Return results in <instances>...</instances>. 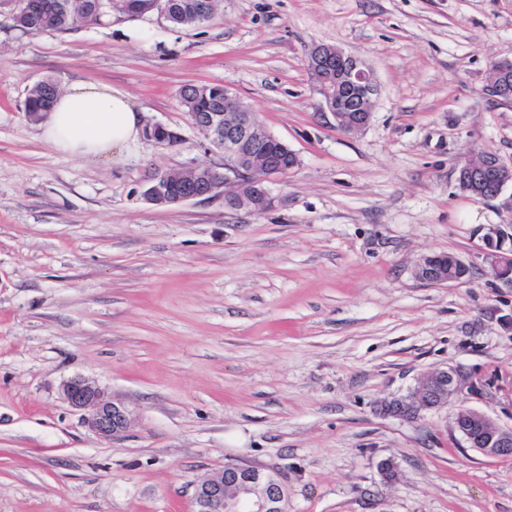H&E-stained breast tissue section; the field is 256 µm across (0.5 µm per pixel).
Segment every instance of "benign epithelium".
Wrapping results in <instances>:
<instances>
[{"instance_id": "obj_1", "label": "benign epithelium", "mask_w": 512, "mask_h": 512, "mask_svg": "<svg viewBox=\"0 0 512 512\" xmlns=\"http://www.w3.org/2000/svg\"><path fill=\"white\" fill-rule=\"evenodd\" d=\"M330 55L344 62L343 71L336 81L329 80L318 87V95L334 118L336 129L344 133L364 129L372 117V105L377 98L379 84L373 70L361 59L342 49L318 43L308 55V67L316 72L322 60ZM356 90L359 94V118L353 119L335 108L334 102ZM237 95L224 92V111L215 113L202 126L210 144L222 151L224 164L208 166L205 172L196 168L191 181L204 180L205 188L199 192L184 193L173 198L172 204L194 200L224 199V208L235 210L248 206L254 212L274 208L281 198L273 195L270 184L298 166L296 153L288 145L267 132L255 113L237 107ZM290 153L295 163L287 164L279 157ZM493 168L498 173L496 188L488 196L494 200L512 187V163L499 156H482L481 160L463 169L461 180L468 183L476 174ZM168 176H157L143 198L151 203L167 199ZM506 228L489 224L483 237L485 274L493 278L500 288L512 290V248L505 244ZM416 277L420 280L448 285L456 282L448 268L438 266L428 256L419 263ZM62 394L68 405L84 412V423L91 432L103 439L123 435L131 426L132 414L128 407L109 399L102 388L85 377H73L62 385ZM488 392L479 387L470 373L446 367L431 372L418 381L414 392L404 397H393L379 405V413L405 420L417 419L425 411L454 405L464 412L453 416L452 429L459 433L467 447L485 457L501 459L512 457V424L503 426L486 413L467 406L469 399L485 397ZM285 491L279 474L256 464H228L222 470L195 486L191 512H286Z\"/></svg>"}]
</instances>
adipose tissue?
Instances as JSON below:
<instances>
[{"mask_svg":"<svg viewBox=\"0 0 512 512\" xmlns=\"http://www.w3.org/2000/svg\"><path fill=\"white\" fill-rule=\"evenodd\" d=\"M142 126V114L125 92L79 80L55 98L41 137L63 153L108 157L138 142Z\"/></svg>","mask_w":512,"mask_h":512,"instance_id":"ef3b65f1","label":"adipose tissue"}]
</instances>
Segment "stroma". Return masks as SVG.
<instances>
[{
    "instance_id": "35a3bbf8",
    "label": "stroma",
    "mask_w": 512,
    "mask_h": 512,
    "mask_svg": "<svg viewBox=\"0 0 512 512\" xmlns=\"http://www.w3.org/2000/svg\"><path fill=\"white\" fill-rule=\"evenodd\" d=\"M317 42L373 69L362 131L313 91ZM504 56L512 0H223L179 32L148 15L23 35L0 13V512H189L230 462L277 470L288 512H512V459L468 448L453 406L378 411L455 366L492 385L471 407L512 422V293L469 221L512 209L458 183L484 153L512 162V102L482 91ZM46 79L122 89L183 140L58 152L23 111ZM189 83L231 86L298 154L275 209L143 200L154 175L224 162L180 104ZM442 252L471 279L419 280ZM75 376L132 410L125 435L88 430L61 392Z\"/></svg>"
}]
</instances>
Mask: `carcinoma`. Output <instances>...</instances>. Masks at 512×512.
Segmentation results:
<instances>
[{
    "label": "carcinoma",
    "instance_id": "carcinoma-1",
    "mask_svg": "<svg viewBox=\"0 0 512 512\" xmlns=\"http://www.w3.org/2000/svg\"><path fill=\"white\" fill-rule=\"evenodd\" d=\"M49 9L43 16H35L18 10L12 19V28L23 34L67 31L79 26L101 25L108 16L98 9V0H45ZM148 8L160 5L169 16L168 24L180 31L199 27L215 18L211 13L206 17L196 15L198 0H128ZM58 92V85L52 80L43 81L31 89L24 103V112L29 121L37 123L40 116L49 112ZM180 103L188 117L202 118L211 112L224 110V86L221 84H186L178 92Z\"/></svg>",
    "mask_w": 512,
    "mask_h": 512
}]
</instances>
